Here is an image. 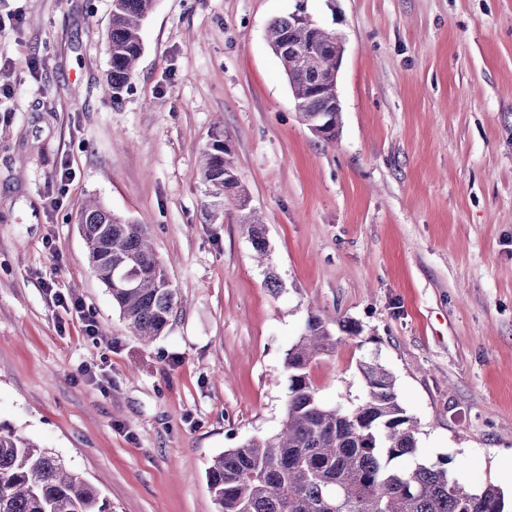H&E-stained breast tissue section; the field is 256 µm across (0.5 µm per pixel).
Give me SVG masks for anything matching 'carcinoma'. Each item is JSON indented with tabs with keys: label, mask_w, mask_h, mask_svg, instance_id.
Returning <instances> with one entry per match:
<instances>
[{
	"label": "carcinoma",
	"mask_w": 512,
	"mask_h": 512,
	"mask_svg": "<svg viewBox=\"0 0 512 512\" xmlns=\"http://www.w3.org/2000/svg\"><path fill=\"white\" fill-rule=\"evenodd\" d=\"M154 4L112 0L108 84L114 96L136 73L143 23ZM267 38L302 121L320 127L323 140H337L341 107L326 78L336 73L340 37L310 17L298 23L288 16L269 24ZM200 175L213 207L226 198L237 203L253 249L266 255L263 224L248 208L223 142L201 152ZM78 224L91 272L108 288L129 328L147 341L160 335L177 296L148 234L96 201L83 205ZM336 343L329 325L309 314L285 356L289 384L282 429L225 450L207 468L208 489L220 512H504L499 489L467 490L446 463L417 461L416 425L398 401L393 375L378 362L360 364L365 396L355 408L318 400L307 369ZM403 457L416 459L414 467L393 465ZM0 512H110V506L57 455L1 427Z\"/></svg>",
	"instance_id": "1"
}]
</instances>
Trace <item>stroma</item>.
Listing matches in <instances>:
<instances>
[{
    "instance_id": "35a3bbf8",
    "label": "stroma",
    "mask_w": 512,
    "mask_h": 512,
    "mask_svg": "<svg viewBox=\"0 0 512 512\" xmlns=\"http://www.w3.org/2000/svg\"><path fill=\"white\" fill-rule=\"evenodd\" d=\"M295 6L156 0L115 102L112 0H0V426L112 512H219L206 469L280 429L313 312L362 327L309 366L318 399L356 407L360 363L382 364L421 459L512 512V0H305L345 46L333 144L268 44ZM217 140L265 264L233 202L208 206ZM91 196L146 229L178 291L151 343L90 270ZM228 155L221 141H215L201 152V180L207 186L209 196L216 199L210 205L220 207L224 205V199H233L241 213L239 222L247 227L253 249L261 257L266 256L268 246L263 224L256 216V212L247 208L248 195L240 185L234 167L226 157Z\"/></svg>"
}]
</instances>
